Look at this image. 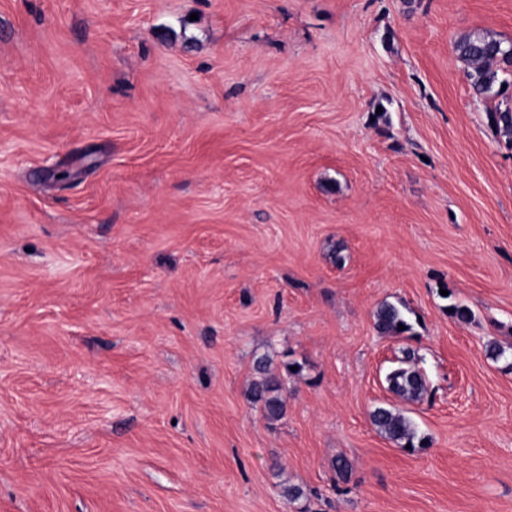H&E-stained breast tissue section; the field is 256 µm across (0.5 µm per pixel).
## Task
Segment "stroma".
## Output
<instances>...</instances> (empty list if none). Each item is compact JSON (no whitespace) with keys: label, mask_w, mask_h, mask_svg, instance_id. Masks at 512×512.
<instances>
[{"label":"stroma","mask_w":512,"mask_h":512,"mask_svg":"<svg viewBox=\"0 0 512 512\" xmlns=\"http://www.w3.org/2000/svg\"><path fill=\"white\" fill-rule=\"evenodd\" d=\"M474 31L512 41V0H0V512H512V146ZM457 58L465 65L474 92L488 98L500 95V75L512 74V42L506 43L488 32H472L454 43ZM499 84L497 91H494ZM486 119L489 126L512 146V107L495 105L487 108ZM374 316L375 326L383 335L400 336L412 330L404 310L394 304H382ZM399 324L404 326V330H399ZM408 367H399L387 375L389 388L406 402H418L427 392L424 374L412 363L411 353L405 352L404 361ZM256 371L259 379L252 383L249 398L254 405L259 406L268 421H278L286 410V400L281 393V378L273 372L267 358L257 361ZM371 420L376 429L399 448L413 453L426 447L416 424L399 409L379 406L371 413ZM407 445L411 449H407Z\"/></svg>","instance_id":"obj_1"}]
</instances>
